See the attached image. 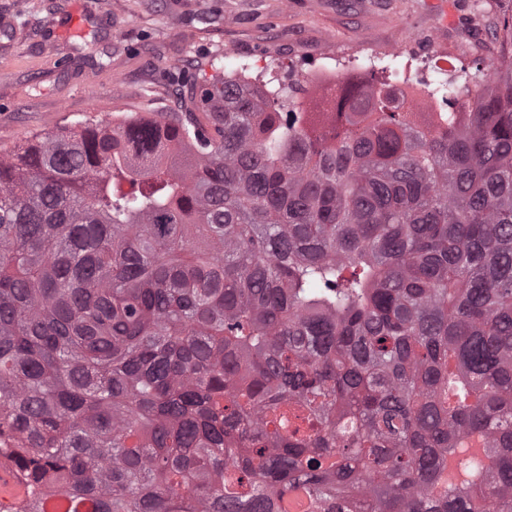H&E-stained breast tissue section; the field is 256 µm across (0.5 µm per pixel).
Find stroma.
I'll return each instance as SVG.
<instances>
[{
  "instance_id": "obj_1",
  "label": "stroma",
  "mask_w": 512,
  "mask_h": 512,
  "mask_svg": "<svg viewBox=\"0 0 512 512\" xmlns=\"http://www.w3.org/2000/svg\"><path fill=\"white\" fill-rule=\"evenodd\" d=\"M512 0H0V154L89 120L186 108L215 73L325 89L310 71L414 36L452 78L500 65Z\"/></svg>"
}]
</instances>
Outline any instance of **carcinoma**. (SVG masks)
I'll return each mask as SVG.
<instances>
[{
	"label": "carcinoma",
	"instance_id": "obj_1",
	"mask_svg": "<svg viewBox=\"0 0 512 512\" xmlns=\"http://www.w3.org/2000/svg\"><path fill=\"white\" fill-rule=\"evenodd\" d=\"M489 78L420 121L222 77L1 155L7 512H512V56Z\"/></svg>",
	"mask_w": 512,
	"mask_h": 512
}]
</instances>
